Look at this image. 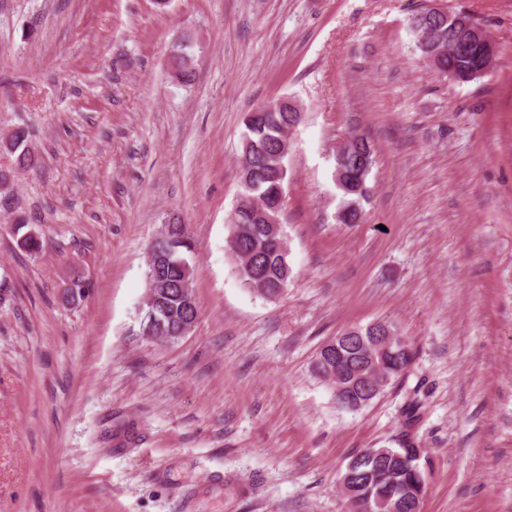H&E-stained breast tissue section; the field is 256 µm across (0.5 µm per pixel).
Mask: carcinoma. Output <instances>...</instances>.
<instances>
[{"instance_id":"obj_1","label":"carcinoma","mask_w":512,"mask_h":512,"mask_svg":"<svg viewBox=\"0 0 512 512\" xmlns=\"http://www.w3.org/2000/svg\"><path fill=\"white\" fill-rule=\"evenodd\" d=\"M418 16L434 24V42L443 49L448 47V34L454 31L455 25L473 21L472 17L463 13L454 15L450 23L445 20L434 21L430 19L427 8L413 14L415 18ZM192 48L193 40L183 36L170 56L171 75L183 84L192 80L195 68ZM302 120V113L294 111L288 104L273 112H254L249 124L245 125L241 152L237 156L241 194L231 223L250 228L251 235L244 237V240L253 252V259L264 270L263 284H258V280L248 273L243 266V260L236 253H231V256L235 274L242 287L263 296H279L287 288L293 275V270L285 267L289 263L288 257L281 249H275L268 244L270 238L281 245L286 243L282 223L271 222L273 217H282V211L270 210L268 201L284 190L287 177L283 176L282 164L293 149V143L286 138V133ZM0 153L12 158L10 165L0 166V211L13 216L15 229L19 231L25 227L26 220L17 214L14 189H5L3 185L9 181L15 182L17 173L30 171L37 166L38 158L31 148L29 131L24 127H17L1 135ZM364 157H374V148L365 139L342 152L336 160L334 173L341 174L346 185L350 186V190L342 191L344 204L340 222L343 224H351L361 217L360 201L368 198V177L371 170L364 168ZM166 228L165 247L172 248L176 256L169 259L167 255H162L149 268L150 276L147 277L149 290L155 296V310L159 319L155 330L162 333L169 332L181 323H189L199 316L198 307L189 306L183 293V289L193 287V254L184 241V236L188 233L187 225L173 223L166 225ZM343 353L352 373L370 365V359L362 347L349 345L343 348ZM398 355L402 366L389 363L382 367L386 388L398 380L412 359V354L402 349L398 351ZM366 470L368 474L363 476L360 493L374 500H386L391 495L387 480L381 478L387 472L393 473L398 482L416 492L421 488L418 477L424 476L421 466L409 467L403 464L392 448L385 449L382 457L375 464L366 467Z\"/></svg>"}]
</instances>
